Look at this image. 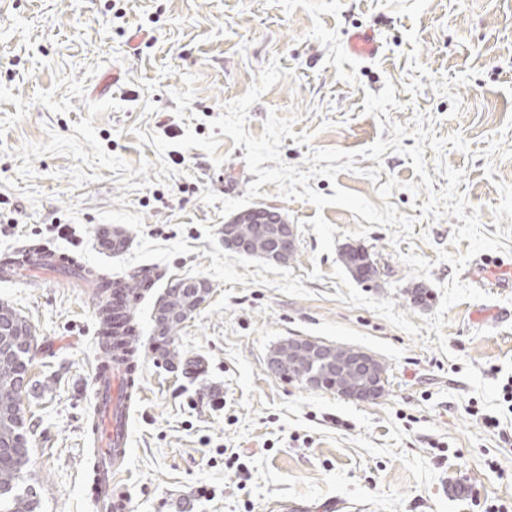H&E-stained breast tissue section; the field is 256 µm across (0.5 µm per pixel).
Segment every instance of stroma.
Here are the masks:
<instances>
[{
    "mask_svg": "<svg viewBox=\"0 0 512 512\" xmlns=\"http://www.w3.org/2000/svg\"><path fill=\"white\" fill-rule=\"evenodd\" d=\"M357 31L375 34L376 56L349 54ZM273 59L289 76L250 107L247 131L261 135L269 112L297 114L295 134L313 139L284 138L281 156L303 172L309 150L354 152V169L310 180L326 196L340 187L374 202L377 185L396 178L390 202L415 217L411 240L392 241L388 228L344 208L285 199L267 183L248 207L297 226L295 261L225 249L228 218L202 193L243 197L255 180L246 149L224 137L218 167L178 142L189 131L206 136L223 104ZM389 83L399 103L392 123L411 127L426 116L435 136L458 133L468 143L439 159L425 150L429 186L398 152L378 162L360 154L392 137L363 105ZM109 98L119 110L94 120L103 150L133 166L164 159L174 171L167 183L126 191L102 168L76 186L73 159L48 154L33 158L35 179L19 177L22 148L72 134L87 102ZM139 129L170 149L157 155L138 141ZM494 135L512 149V0H0V256L51 244L116 276L158 275L138 305L143 400L131 425L130 512H512V408L502 393L512 377V285L495 278L512 267V252L485 251L455 271L438 254L468 249L452 243L457 218L421 210L447 184L442 160L463 173L457 190L479 209L486 235L512 228V218L498 224L492 215L499 184L512 185V159L483 155ZM374 167L375 182L366 175ZM319 213L336 228L329 254L319 253L312 229L298 227ZM103 227L127 230L121 252L102 249ZM347 245L378 265L373 280L355 281L360 293L393 300L420 328L443 313L442 333L421 328L413 338L336 298L331 273ZM189 277L210 284L175 342L182 359L200 361L193 373L152 349L158 296ZM455 279L486 299L442 309ZM0 301L35 334L22 406L42 510L97 512L84 436L100 361L92 290L59 268L34 283L0 280ZM295 336L374 355L386 367L382 396L349 400L270 375V351ZM486 414L500 428H487Z\"/></svg>",
    "mask_w": 512,
    "mask_h": 512,
    "instance_id": "35a3bbf8",
    "label": "stroma"
}]
</instances>
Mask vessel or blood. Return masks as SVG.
<instances>
[{"mask_svg":"<svg viewBox=\"0 0 512 512\" xmlns=\"http://www.w3.org/2000/svg\"><path fill=\"white\" fill-rule=\"evenodd\" d=\"M60 254L50 247H43L40 254L23 269L35 276L55 268ZM93 384L98 398L96 405V442L99 463L92 483L91 493L95 503H106V512H129V497L123 476L129 459V425L132 413L129 393L131 378L120 365L112 368L96 367Z\"/></svg>","mask_w":512,"mask_h":512,"instance_id":"vessel-or-blood-1","label":"vessel or blood"}]
</instances>
